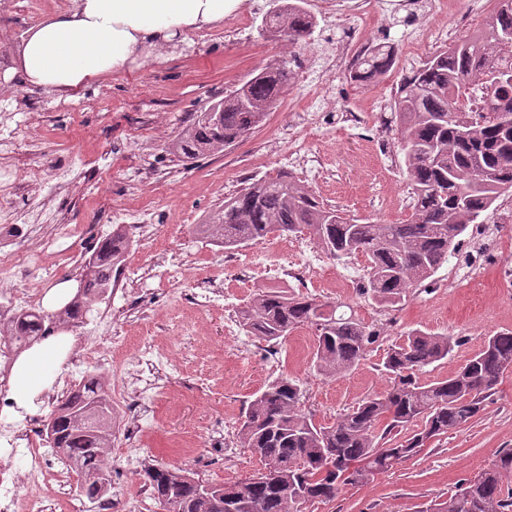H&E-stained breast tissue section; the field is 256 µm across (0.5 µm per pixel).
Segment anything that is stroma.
<instances>
[{
  "mask_svg": "<svg viewBox=\"0 0 512 512\" xmlns=\"http://www.w3.org/2000/svg\"><path fill=\"white\" fill-rule=\"evenodd\" d=\"M73 5L74 0H14L11 13L0 15V46L27 32L25 18L38 23ZM271 7V0H246L234 20L188 32L180 42L154 50L142 65L103 74L72 97L32 89L0 73V116L9 117L16 178L23 182L30 170L42 172L40 183L14 205L23 214L46 211L68 227L46 261L50 278L13 279L10 288L43 296L77 287L80 266L91 255L92 227L129 225L132 244L122 263L127 291L99 306V314L112 320L100 347L116 368L146 345L167 359L160 369H134L136 382L121 410L139 425L122 429L112 449L111 512H158L143 477L152 465L180 467L213 484L251 478L261 464L242 447L238 418L254 393L280 375L303 382L307 410L316 422L331 423L386 389L382 360L400 336L420 329L458 337L448 359L419 372L420 380L432 381L456 372L486 337L512 332V282L497 272L512 266V220L500 213L512 205V194L502 196L485 218L494 227L490 255L476 249V230L468 228L459 253L389 309L362 293L363 256L326 257L312 267L307 253L317 245L304 233L227 251L198 232L247 179L280 171L346 214L389 224L409 219L396 130L380 118L389 115L404 70L463 38L458 28L440 31L441 12L472 20L477 31L474 14L490 15L497 0H425L416 16L395 11L390 0H373L363 19L317 14L313 35L298 45L262 32ZM367 43L393 46L395 65L367 83L347 80L337 59ZM281 60L292 61L296 76L264 126L218 154L186 159L170 152V142L196 112ZM309 64L323 70L320 83L302 82ZM312 96L321 98V112H306ZM142 222L156 225V232L141 234ZM293 249L304 268L295 276L283 260ZM473 264L483 267L476 279L466 274ZM209 288L220 291L219 305L198 306L197 294ZM269 288L346 303L379 330V339L348 375L316 376L313 329L299 328L274 346L240 328L238 309L257 290ZM130 445L142 456L141 467L133 470L124 460ZM503 448H512V372L470 425L313 512H425L489 467Z\"/></svg>",
  "mask_w": 512,
  "mask_h": 512,
  "instance_id": "stroma-1",
  "label": "stroma"
}]
</instances>
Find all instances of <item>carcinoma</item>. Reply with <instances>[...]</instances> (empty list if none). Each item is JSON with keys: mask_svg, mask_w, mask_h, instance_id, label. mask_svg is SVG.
<instances>
[{"mask_svg": "<svg viewBox=\"0 0 512 512\" xmlns=\"http://www.w3.org/2000/svg\"><path fill=\"white\" fill-rule=\"evenodd\" d=\"M304 0H290L269 23L292 43L307 40L316 27ZM512 0H498L497 10L477 34L458 40L403 74L391 103L398 128L409 192L410 219L403 224H362L325 205L287 173L252 179L224 207L201 225L225 250H237L274 233L307 232L336 258L362 255L366 262L364 294L383 308L403 301L410 289L432 277L461 237L512 190V128L494 114L512 112V85L499 81L512 70ZM395 50L374 45L356 53L349 78L370 82L395 64ZM293 78L289 62L266 67L241 86L225 92L223 125L209 113L193 122L172 143L187 158L222 152L253 133L277 109L281 92ZM130 245L127 229L117 226L85 263L79 301L53 311L31 308L11 324V335L28 348L48 338L52 321L70 330L112 288V272ZM339 306L300 293L260 290L239 312L250 335L278 344L302 326L316 332L311 363L333 378L348 374L379 332ZM448 334L413 330L392 345L383 359L388 388L366 398L331 424L315 422L305 410L304 384L288 376L269 383L240 415L242 447L270 470L243 482L204 483L176 467L144 471L151 493L167 494L168 512H310L317 503L334 501L342 491L369 483L378 474L410 460L427 444L469 425L512 369V332L486 338L482 348L454 374L420 382L418 371L448 357ZM47 439L81 477L84 496L98 490L119 428L105 383L90 376L78 383L49 413ZM426 512H512V450L464 480L455 493Z\"/></svg>", "mask_w": 512, "mask_h": 512, "instance_id": "cac0c4a2", "label": "carcinoma"}]
</instances>
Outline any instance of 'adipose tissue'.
<instances>
[{
    "instance_id": "obj_1",
    "label": "adipose tissue",
    "mask_w": 512,
    "mask_h": 512,
    "mask_svg": "<svg viewBox=\"0 0 512 512\" xmlns=\"http://www.w3.org/2000/svg\"><path fill=\"white\" fill-rule=\"evenodd\" d=\"M241 0H75L22 41L16 62L22 82L66 94L94 78L126 68L145 51L185 33L217 25L239 11ZM70 336H53L22 353L10 373V397L29 407L61 372Z\"/></svg>"
}]
</instances>
